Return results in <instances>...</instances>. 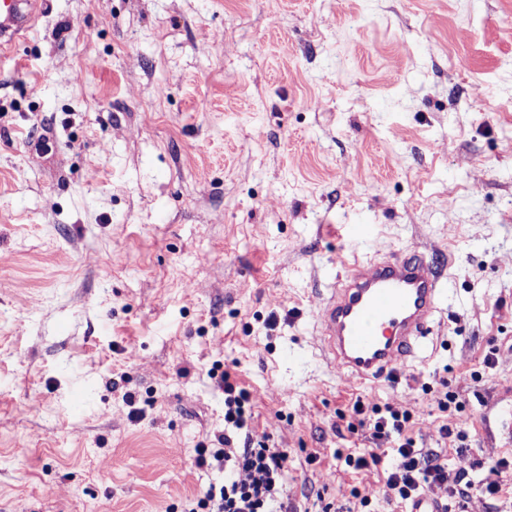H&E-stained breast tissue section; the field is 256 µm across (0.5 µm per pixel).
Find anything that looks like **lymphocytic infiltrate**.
Listing matches in <instances>:
<instances>
[{
    "label": "lymphocytic infiltrate",
    "mask_w": 512,
    "mask_h": 512,
    "mask_svg": "<svg viewBox=\"0 0 512 512\" xmlns=\"http://www.w3.org/2000/svg\"><path fill=\"white\" fill-rule=\"evenodd\" d=\"M215 383L224 394V434L218 447L200 446L195 451L198 469L220 468L223 483L202 487L185 503L184 512H291L288 481L291 477L288 454L267 441L253 440V396L230 371H222ZM352 412L359 426L368 431L370 448L346 455L345 463L357 470L387 464V484L401 502L420 497L426 490L448 484L447 460L441 452L419 446L409 435V412L372 400L356 399ZM512 462H489L486 476L478 482L458 479L448 484V496L465 499L471 492L493 497L500 490L499 474Z\"/></svg>",
    "instance_id": "lymphocytic-infiltrate-1"
}]
</instances>
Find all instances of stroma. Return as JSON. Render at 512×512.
I'll return each mask as SVG.
<instances>
[{"label":"stroma","instance_id":"obj_1","mask_svg":"<svg viewBox=\"0 0 512 512\" xmlns=\"http://www.w3.org/2000/svg\"><path fill=\"white\" fill-rule=\"evenodd\" d=\"M340 249L447 273L397 380L323 355ZM217 362L299 512H406L334 457L369 445L359 397L410 412L449 483L512 459V0H48L0 59V512H181L224 477L193 464ZM500 483L427 496L512 512Z\"/></svg>","mask_w":512,"mask_h":512}]
</instances>
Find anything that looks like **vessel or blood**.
<instances>
[{"mask_svg":"<svg viewBox=\"0 0 512 512\" xmlns=\"http://www.w3.org/2000/svg\"><path fill=\"white\" fill-rule=\"evenodd\" d=\"M46 0H0V57L25 38ZM445 281L430 261L410 254L349 266L319 314L324 351L360 381L402 368L430 338Z\"/></svg>","mask_w":512,"mask_h":512,"instance_id":"vessel-or-blood-1","label":"vessel or blood"}]
</instances>
